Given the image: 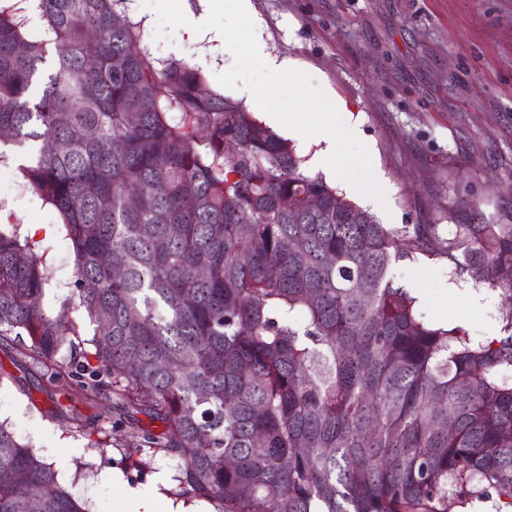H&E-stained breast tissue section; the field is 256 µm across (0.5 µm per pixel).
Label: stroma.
Segmentation results:
<instances>
[{"instance_id": "35a3bbf8", "label": "stroma", "mask_w": 512, "mask_h": 512, "mask_svg": "<svg viewBox=\"0 0 512 512\" xmlns=\"http://www.w3.org/2000/svg\"><path fill=\"white\" fill-rule=\"evenodd\" d=\"M252 2L270 54L297 60L323 92L344 103L386 193V210L374 212L380 223L431 225L438 244L457 212L474 211L489 222L512 212V0ZM142 7L141 0L121 5L140 23L154 57L191 64L213 90L240 98L268 121L253 98L218 82L234 64L226 46L193 36L183 24L181 11H199L200 0L147 14ZM0 201L60 268L59 216L19 184L14 168L0 166ZM396 273L427 317L460 322L473 336L497 333L505 306L482 285L450 276L446 258L404 261ZM68 392L66 382L49 383L16 344L0 342V422L53 464L90 512H114L130 489L154 499V512H165L176 484L160 488L156 478L174 470V461L145 453L132 466L123 448L132 426L121 406L105 399L72 404ZM101 415L117 424L104 447L97 444Z\"/></svg>"}]
</instances>
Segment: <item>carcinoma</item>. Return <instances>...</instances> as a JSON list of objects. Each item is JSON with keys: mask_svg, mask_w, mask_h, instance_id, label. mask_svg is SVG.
<instances>
[{"mask_svg": "<svg viewBox=\"0 0 512 512\" xmlns=\"http://www.w3.org/2000/svg\"><path fill=\"white\" fill-rule=\"evenodd\" d=\"M25 2L0 4V165L29 147L17 169L73 272L47 313L51 270L0 223V341L161 422L128 456L175 458L215 512H451L491 490L512 507V310L476 340L391 275L439 251L512 305V213L462 216L439 249L422 224L389 228L197 68L151 57L118 0H38L36 38ZM80 309L94 334L59 362ZM32 487L41 512H87L0 423V512H30Z\"/></svg>", "mask_w": 512, "mask_h": 512, "instance_id": "obj_1", "label": "carcinoma"}]
</instances>
